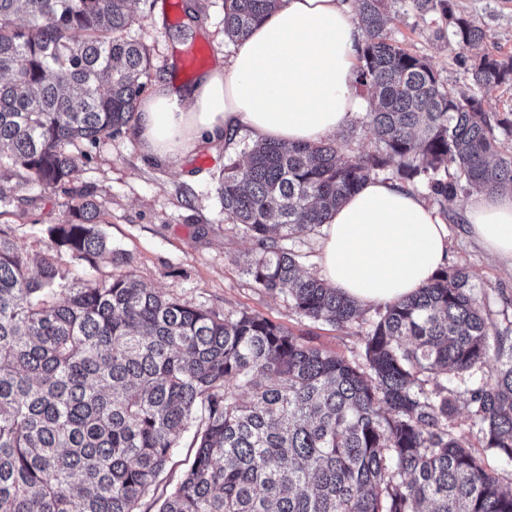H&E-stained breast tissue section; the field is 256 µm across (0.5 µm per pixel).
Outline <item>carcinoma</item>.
I'll list each match as a JSON object with an SVG mask.
<instances>
[{"instance_id": "obj_1", "label": "carcinoma", "mask_w": 512, "mask_h": 512, "mask_svg": "<svg viewBox=\"0 0 512 512\" xmlns=\"http://www.w3.org/2000/svg\"><path fill=\"white\" fill-rule=\"evenodd\" d=\"M279 0H232L224 37L245 39ZM130 0H0V200L70 184L104 137L136 129L146 48L125 35ZM448 18V41L486 37L452 0H411ZM368 153L336 143L257 141L220 172L224 215L253 244L256 287L298 314L345 328L365 309L301 269L290 244L366 181L396 180L451 201L512 193V111L483 97L512 81V57L470 64L476 92L444 86L391 42L386 0H357ZM79 194L49 229L58 251L121 271L75 282L54 258L37 273L0 230V512H512L450 425L456 386L485 449L512 462V346L491 329L463 268L379 308L353 358L305 344L243 311L221 315L145 287ZM494 361L489 379L471 382ZM197 450L159 491L180 439Z\"/></svg>"}]
</instances>
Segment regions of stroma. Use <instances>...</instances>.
Returning a JSON list of instances; mask_svg holds the SVG:
<instances>
[{
    "label": "stroma",
    "instance_id": "35a3bbf8",
    "mask_svg": "<svg viewBox=\"0 0 512 512\" xmlns=\"http://www.w3.org/2000/svg\"><path fill=\"white\" fill-rule=\"evenodd\" d=\"M204 19L188 37L174 31L186 17L176 0H131L133 23L129 37L143 43L151 58L148 85L160 80L186 86L198 73L183 67L182 58L192 48H212L211 63L227 62L233 45L224 37V0H197ZM457 15L478 21L488 34L483 52L512 56V0H454ZM393 20L387 35L395 43L423 56L444 85L472 92L468 67L472 51L448 46L438 31L447 20L440 11L418 14L407 0H391ZM254 139L249 132L229 143L196 149L180 158L161 161L141 150L131 133L101 139L90 163L80 166L73 191L90 193L100 209V227L114 248L128 254L137 278L147 287L170 293L189 306H202L222 314L242 311L265 316L288 328L303 342L348 358L363 350L366 326L343 329L299 315L286 298L256 288L246 271L251 241L225 220L219 198L218 174L227 159H239ZM72 191V193H73ZM62 189L27 187L23 196L34 203L0 202V229L7 232L31 258L54 255L73 280H106L111 263L96 267L56 251L48 235L73 202ZM466 196L440 203L438 210L448 226L447 266L470 275L491 328L512 330V269L488 256L471 236L462 207ZM451 421L455 433L481 451L486 465L512 490V463L483 450L481 436L465 401H458Z\"/></svg>",
    "mask_w": 512,
    "mask_h": 512
}]
</instances>
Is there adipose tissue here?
Segmentation results:
<instances>
[{
	"instance_id": "ef3b65f1",
	"label": "adipose tissue",
	"mask_w": 512,
	"mask_h": 512,
	"mask_svg": "<svg viewBox=\"0 0 512 512\" xmlns=\"http://www.w3.org/2000/svg\"><path fill=\"white\" fill-rule=\"evenodd\" d=\"M363 40L352 0H281L227 64L176 92L158 83L138 108L143 150L171 160L247 128L285 145L335 137L368 106L358 89ZM472 236L512 261V194L467 202ZM448 258L438 210L399 181L368 180L334 210L321 243L320 277L358 305L415 295Z\"/></svg>"
}]
</instances>
